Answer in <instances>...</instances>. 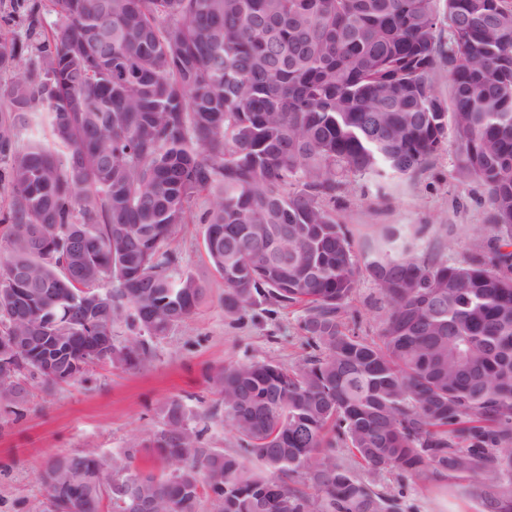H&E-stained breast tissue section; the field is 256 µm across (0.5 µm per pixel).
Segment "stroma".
<instances>
[{"mask_svg": "<svg viewBox=\"0 0 512 512\" xmlns=\"http://www.w3.org/2000/svg\"><path fill=\"white\" fill-rule=\"evenodd\" d=\"M488 210L483 187L459 182L454 157L445 149L412 176L350 177L336 203L356 254L392 227L414 240L417 254L440 253L451 261L489 244L493 232L486 222ZM203 233V225H181L171 247L179 254L181 270L206 284L208 297L188 320L155 341L145 365H96L85 381L60 385L50 393L38 380L23 377L27 396L22 417L0 410V512H42L47 492L40 474L60 455L93 449L122 458L132 450L134 467L162 472L145 443L161 428L162 407L171 399L180 400L189 414L205 416L209 447L233 451L236 440L224 422L210 373L262 358L286 366L302 361L306 348L297 312L271 315L256 309L241 322L225 317L224 281L209 262ZM452 238L457 246L451 251L447 244ZM347 309L363 333L376 335L385 304L368 275H360ZM404 502L408 512H480L476 485L468 479L411 481Z\"/></svg>", "mask_w": 512, "mask_h": 512, "instance_id": "1", "label": "stroma"}]
</instances>
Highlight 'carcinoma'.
Instances as JSON below:
<instances>
[{
	"label": "carcinoma",
	"instance_id": "obj_1",
	"mask_svg": "<svg viewBox=\"0 0 512 512\" xmlns=\"http://www.w3.org/2000/svg\"><path fill=\"white\" fill-rule=\"evenodd\" d=\"M0 35V335L74 337L0 378L47 387L137 367L207 288L170 240L205 226L224 314L300 308L310 349L209 380L239 448L204 445L172 400L146 445L168 471L54 458L46 512H403L405 481L473 478L512 512V0H13ZM53 15L50 22L47 17ZM24 76L5 79L20 66ZM448 84V99L436 90ZM31 112L52 145L20 143ZM488 196L461 261L388 240L358 262L336 215L351 175H413L443 147ZM282 225L279 240L257 236ZM288 253V264L281 254ZM387 313L345 322L361 273ZM125 322L137 339L120 342ZM348 450L351 463L336 458ZM397 476L373 491L352 464Z\"/></svg>",
	"mask_w": 512,
	"mask_h": 512
}]
</instances>
